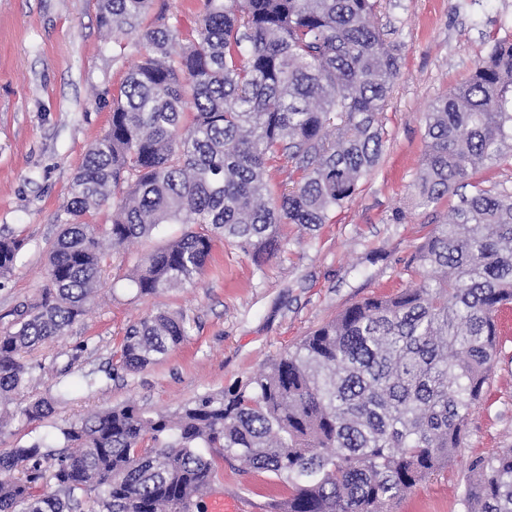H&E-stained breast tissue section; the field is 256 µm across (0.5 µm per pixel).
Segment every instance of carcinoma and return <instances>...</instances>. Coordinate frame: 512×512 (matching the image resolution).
Listing matches in <instances>:
<instances>
[{
	"mask_svg": "<svg viewBox=\"0 0 512 512\" xmlns=\"http://www.w3.org/2000/svg\"><path fill=\"white\" fill-rule=\"evenodd\" d=\"M150 5L99 0L102 25L146 54L73 178L42 299L0 334L1 400L26 389V355L65 335L95 292L103 266L98 229L83 221L90 209L112 205L114 246L187 226L138 262L132 282L152 295L200 276L217 238L259 263L273 258L288 225L329 223L381 158L378 114L400 54L380 0H204L186 44L175 25H143ZM425 138L415 205L473 192L413 257L419 285L349 306L256 374L172 415L123 403L62 429L57 453L42 439L0 452V512H196L231 458L284 483L274 512H392L447 466L512 304V193L471 182L512 157L511 40L432 102ZM277 166L297 175L279 193L268 180ZM24 245L0 235L1 279ZM187 335L183 315H148L127 327L120 368L144 370ZM65 396L49 391L21 414L44 420ZM460 504L512 512V446L472 460Z\"/></svg>",
	"mask_w": 512,
	"mask_h": 512,
	"instance_id": "cac0c4a2",
	"label": "carcinoma"
}]
</instances>
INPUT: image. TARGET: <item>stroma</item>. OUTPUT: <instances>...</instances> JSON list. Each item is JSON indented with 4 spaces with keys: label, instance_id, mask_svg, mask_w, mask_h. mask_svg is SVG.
Listing matches in <instances>:
<instances>
[{
    "label": "stroma",
    "instance_id": "obj_1",
    "mask_svg": "<svg viewBox=\"0 0 512 512\" xmlns=\"http://www.w3.org/2000/svg\"><path fill=\"white\" fill-rule=\"evenodd\" d=\"M203 0H154L148 22H166L191 38ZM387 41L401 54V74L380 119L387 131L380 165L363 179L335 217L317 230L292 227L277 257L256 264L240 249L216 242L192 284L138 295L131 271L140 257L184 232L158 226L148 238L107 249L100 284L84 316L65 336L32 351L28 391L63 387L51 418H17L0 433V450L44 438L100 408L127 401L171 414L187 401L246 379L310 331L364 298L416 285L411 261L433 224L459 202L408 208L427 150L425 115L486 56L496 38L512 37V0H382ZM142 47L112 37L100 24L97 0H0V229L24 239L16 268L0 281V331L37 302L46 284V247L67 215L69 188L87 146L107 129L112 98ZM161 310L183 313L188 334L157 364L118 371L128 325ZM486 387L473 407L457 458L419 483L396 512H462L459 496L471 457L512 446V312ZM87 344L80 357L76 345ZM115 378H108L109 370ZM108 378L87 390L83 375ZM224 464L216 489L264 504L281 484Z\"/></svg>",
    "mask_w": 512,
    "mask_h": 512
}]
</instances>
